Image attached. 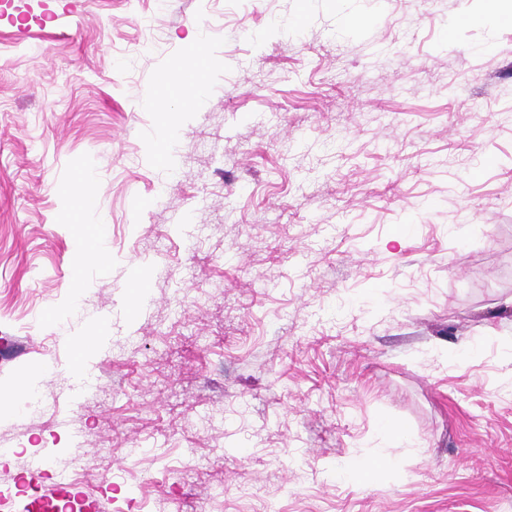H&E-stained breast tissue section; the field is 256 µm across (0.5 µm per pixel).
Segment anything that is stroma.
I'll use <instances>...</instances> for the list:
<instances>
[{"label":"stroma","mask_w":512,"mask_h":512,"mask_svg":"<svg viewBox=\"0 0 512 512\" xmlns=\"http://www.w3.org/2000/svg\"><path fill=\"white\" fill-rule=\"evenodd\" d=\"M511 299L504 0H0L11 512L44 455L112 512H512ZM35 388L34 380L30 377L22 382L21 389L16 392L12 399H2L0 397V418L6 420L14 416L22 407L23 402L28 397L29 393Z\"/></svg>","instance_id":"1"}]
</instances>
